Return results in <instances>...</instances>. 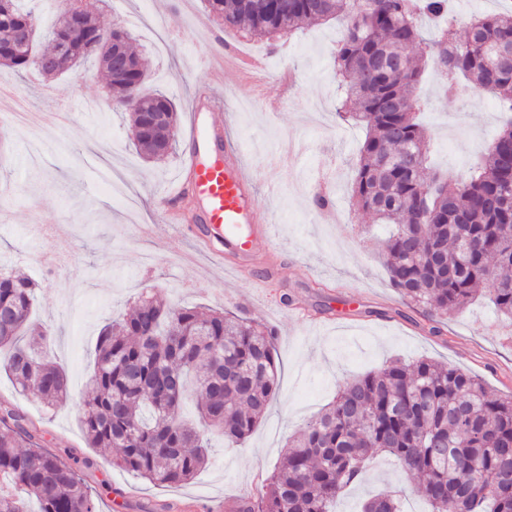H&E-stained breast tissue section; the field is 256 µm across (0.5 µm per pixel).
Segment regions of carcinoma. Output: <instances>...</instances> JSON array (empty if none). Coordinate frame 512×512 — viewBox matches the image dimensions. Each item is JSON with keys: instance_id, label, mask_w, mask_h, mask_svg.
<instances>
[{"instance_id": "obj_1", "label": "carcinoma", "mask_w": 512, "mask_h": 512, "mask_svg": "<svg viewBox=\"0 0 512 512\" xmlns=\"http://www.w3.org/2000/svg\"><path fill=\"white\" fill-rule=\"evenodd\" d=\"M42 31L35 7L0 0V66L22 74L28 53L53 59L58 77L90 57L110 82L113 106L127 115L133 145L149 161L177 143V109L165 93L139 84L145 73L125 34L133 67L107 56L109 30L96 14ZM224 29L245 26L272 40L338 16L336 112L365 128L352 206L389 228L383 252L391 286L428 331L479 297L512 324V119L473 173L455 182L422 177L428 150L417 119L425 52L512 112V10L465 18L450 0H205ZM141 93V109L125 100ZM164 114L169 140L145 134ZM39 284L0 266V364L46 407L67 394L63 370L39 357L48 331L31 319ZM277 332L229 311L166 306L140 297L98 336L81 423L91 448L115 449L112 465L159 486L189 483L208 462L211 437L241 446L274 399ZM387 454L419 482L431 512H512V395L490 391L458 367L428 358L394 360L340 385L335 399L293 437L259 494L228 512H334L360 482L369 459ZM99 512L83 472L42 448L18 408L0 410V512ZM361 512H403L385 489Z\"/></svg>"}]
</instances>
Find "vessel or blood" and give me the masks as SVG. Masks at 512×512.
<instances>
[{"mask_svg": "<svg viewBox=\"0 0 512 512\" xmlns=\"http://www.w3.org/2000/svg\"><path fill=\"white\" fill-rule=\"evenodd\" d=\"M193 104L206 108L209 132L201 134L198 122H191V147L184 154L178 181L168 192L164 219L172 221L189 193L201 194L205 204L199 216L198 243L215 261L230 262L240 271L254 263L257 243L269 239L271 227L255 203L253 181L222 116L223 98L208 92Z\"/></svg>", "mask_w": 512, "mask_h": 512, "instance_id": "obj_1", "label": "vessel or blood"}]
</instances>
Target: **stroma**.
I'll return each mask as SVG.
<instances>
[{
  "label": "stroma",
  "instance_id": "stroma-1",
  "mask_svg": "<svg viewBox=\"0 0 512 512\" xmlns=\"http://www.w3.org/2000/svg\"><path fill=\"white\" fill-rule=\"evenodd\" d=\"M97 12L108 27L144 17L145 26L131 34L152 86L175 93L180 142L162 161L141 158L93 63L56 78L33 68L22 76L0 68V83L30 100L27 124L17 128L8 119L11 101L0 99V212L7 214L0 222V261L38 282L34 313L51 332L45 356L61 364L68 379L67 396L48 412L0 370V409L21 408L45 450L84 469L100 512H171L175 500L216 506L238 498L257 475L272 473L338 383L396 357L447 363L495 393L512 395V326L484 300L445 318L442 335H428L416 310L389 285L384 241L372 218L349 204L364 132L313 109L335 100L332 56L343 18L282 42L224 32L203 0H102ZM218 70L224 113L271 224L270 240L258 243L274 255L264 288L212 266L177 225L159 221L188 148L192 100ZM417 96V116L429 135L428 169L454 179L468 175L512 117L492 96L463 101L444 94L430 70ZM58 107L75 113L74 122L46 129L43 113ZM303 171L330 177L329 207L315 206L316 187L298 181ZM45 215L59 218L54 230L37 224ZM139 224L151 225V234H137ZM142 295L229 309L277 331L280 384L269 412L243 446L218 450L183 486H157L113 467L107 453L88 447L79 422L98 333ZM386 485L400 490L408 512H426L414 481L382 455L364 481L337 500L336 512H358Z\"/></svg>",
  "mask_w": 512,
  "mask_h": 512
}]
</instances>
